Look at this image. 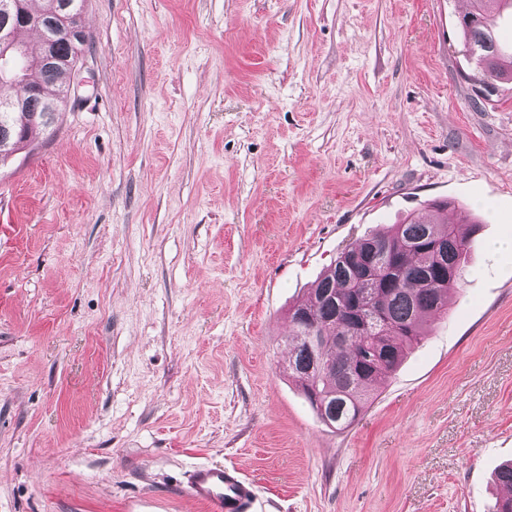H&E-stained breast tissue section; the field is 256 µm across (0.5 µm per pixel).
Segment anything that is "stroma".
<instances>
[{
  "mask_svg": "<svg viewBox=\"0 0 512 512\" xmlns=\"http://www.w3.org/2000/svg\"><path fill=\"white\" fill-rule=\"evenodd\" d=\"M462 0H84L53 133L0 166V512H494L512 460V89ZM479 220L447 319L348 430L287 311L431 201ZM470 4V10L459 17L458 28L471 65L469 75L483 84L481 89L486 100L512 84V53L502 50L496 30L497 19L512 8V0H471ZM470 17L475 20L468 22ZM186 491L215 512H263L257 508L258 486L235 467L211 465L189 475Z\"/></svg>",
  "mask_w": 512,
  "mask_h": 512,
  "instance_id": "obj_1",
  "label": "stroma"
}]
</instances>
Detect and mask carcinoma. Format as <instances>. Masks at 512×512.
Masks as SVG:
<instances>
[{"instance_id":"cac0c4a2","label":"carcinoma","mask_w":512,"mask_h":512,"mask_svg":"<svg viewBox=\"0 0 512 512\" xmlns=\"http://www.w3.org/2000/svg\"><path fill=\"white\" fill-rule=\"evenodd\" d=\"M19 9L36 19L46 17L61 0H42L33 11L29 0H19ZM471 8L458 19L463 48L471 65L470 76L481 83L489 98L512 84V53L502 50L497 19L512 0H470ZM85 43L64 36L56 39L57 53L76 62ZM39 96L26 111L1 107L18 95L10 79L0 78V88L13 94H0V128L12 131L7 143H0V163L33 144L52 121H45V104L63 106L68 96L70 73L65 69L34 74ZM448 203L429 204L428 214H409L402 223L386 232L374 233L355 242L338 257L311 295L288 309L291 330L288 377L296 381L321 422L344 431L352 427L370 396V391L402 362L407 350L424 335L429 319L448 315V294L459 287L467 273L469 235L459 234L456 226L471 223L461 212L451 220ZM374 250L368 261L349 262L352 255ZM374 275L390 278L382 291L369 299L380 310L394 333L375 347L368 341L365 316L356 307L360 294Z\"/></svg>"}]
</instances>
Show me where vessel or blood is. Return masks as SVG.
Returning <instances> with one entry per match:
<instances>
[{
  "label": "vessel or blood",
  "instance_id": "1",
  "mask_svg": "<svg viewBox=\"0 0 512 512\" xmlns=\"http://www.w3.org/2000/svg\"><path fill=\"white\" fill-rule=\"evenodd\" d=\"M186 490L192 497L211 504L214 512H260L257 485L232 466L195 469Z\"/></svg>",
  "mask_w": 512,
  "mask_h": 512
}]
</instances>
